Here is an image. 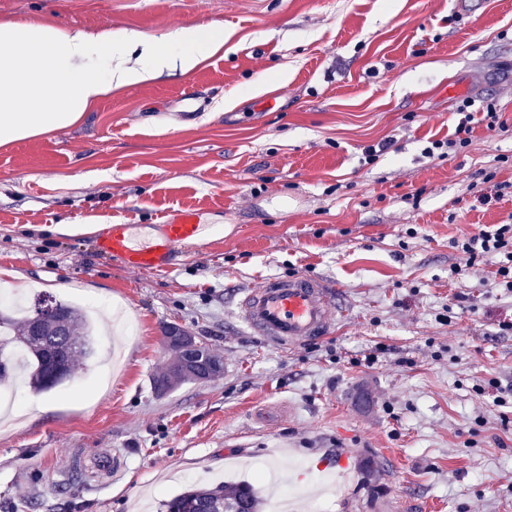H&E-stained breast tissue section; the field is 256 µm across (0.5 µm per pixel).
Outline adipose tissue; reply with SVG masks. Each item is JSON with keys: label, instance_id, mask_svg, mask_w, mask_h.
Here are the masks:
<instances>
[{"label": "adipose tissue", "instance_id": "ef3b65f1", "mask_svg": "<svg viewBox=\"0 0 512 512\" xmlns=\"http://www.w3.org/2000/svg\"><path fill=\"white\" fill-rule=\"evenodd\" d=\"M223 47V33L200 27L149 39L108 23L0 21V145L70 126L113 91L164 70L191 73Z\"/></svg>", "mask_w": 512, "mask_h": 512}]
</instances>
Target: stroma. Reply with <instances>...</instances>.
Wrapping results in <instances>:
<instances>
[{
  "instance_id": "stroma-1",
  "label": "stroma",
  "mask_w": 512,
  "mask_h": 512,
  "mask_svg": "<svg viewBox=\"0 0 512 512\" xmlns=\"http://www.w3.org/2000/svg\"><path fill=\"white\" fill-rule=\"evenodd\" d=\"M0 19L224 32L192 74L0 146V293L53 295L98 332L97 360L0 416V512H158L222 480L274 512V462L302 474L294 512H512V296L494 259L449 273L454 239L512 224V194L480 200L512 185V0H0ZM467 99L501 127L427 157ZM183 208L213 236L169 271L92 249L99 225L146 240ZM297 273L349 307L332 334L275 349L235 323L238 293ZM172 324L224 372L161 395ZM105 451L108 475L89 466Z\"/></svg>"
}]
</instances>
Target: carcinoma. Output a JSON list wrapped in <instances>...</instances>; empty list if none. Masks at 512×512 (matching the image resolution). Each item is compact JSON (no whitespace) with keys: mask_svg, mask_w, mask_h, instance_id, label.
<instances>
[{"mask_svg":"<svg viewBox=\"0 0 512 512\" xmlns=\"http://www.w3.org/2000/svg\"><path fill=\"white\" fill-rule=\"evenodd\" d=\"M39 326H33L37 314ZM9 338V351L27 358L30 387L52 390L68 381L77 360L95 356L93 327L84 313L51 295H46L27 317L14 319L0 310V341ZM262 500L245 482L215 487L197 486L160 503V512H260Z\"/></svg>","mask_w":512,"mask_h":512,"instance_id":"obj_1","label":"carcinoma"}]
</instances>
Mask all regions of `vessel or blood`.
I'll return each mask as SVG.
<instances>
[{
    "label": "vessel or blood",
    "instance_id": "1",
    "mask_svg": "<svg viewBox=\"0 0 512 512\" xmlns=\"http://www.w3.org/2000/svg\"><path fill=\"white\" fill-rule=\"evenodd\" d=\"M198 211L186 209L159 225L156 235L139 241L132 225L105 224L92 237L95 251L116 258L129 269L164 271L181 249L206 237ZM235 318L253 335L273 347L319 340L347 316L348 308L326 282L305 275L270 277L243 291L235 303Z\"/></svg>",
    "mask_w": 512,
    "mask_h": 512
}]
</instances>
